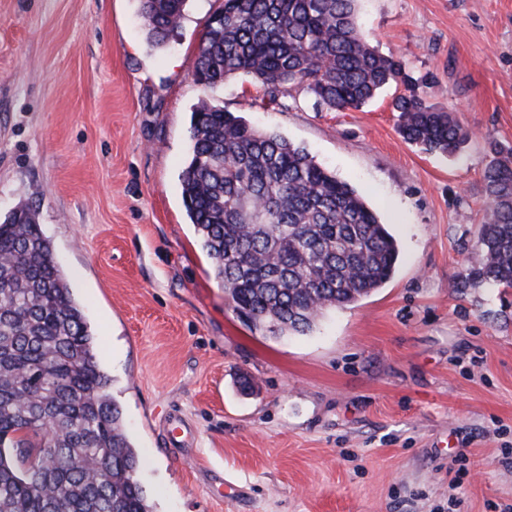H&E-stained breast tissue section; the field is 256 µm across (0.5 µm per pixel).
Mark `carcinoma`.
<instances>
[{
    "label": "carcinoma",
    "mask_w": 512,
    "mask_h": 512,
    "mask_svg": "<svg viewBox=\"0 0 512 512\" xmlns=\"http://www.w3.org/2000/svg\"><path fill=\"white\" fill-rule=\"evenodd\" d=\"M148 42L163 45L190 0H139ZM358 0H224L194 60L214 88L243 76L267 107L304 93L330 112L358 109L393 85L398 129L451 155L468 133L417 92L403 61L363 33ZM181 173L188 218L233 310L274 336L305 335L331 308L388 282L396 238L346 181L303 148L203 101ZM483 168L485 204L459 288H512V149ZM82 308L35 213L0 222V512H154L140 458Z\"/></svg>",
    "instance_id": "cac0c4a2"
}]
</instances>
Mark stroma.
Returning <instances> with one entry per match:
<instances>
[{
    "mask_svg": "<svg viewBox=\"0 0 512 512\" xmlns=\"http://www.w3.org/2000/svg\"><path fill=\"white\" fill-rule=\"evenodd\" d=\"M218 6L191 0L157 48L138 0H0V219L30 208L50 240L155 512H512V288L456 285L512 147V0H359L468 131L450 156L404 141L392 87L344 112L204 88ZM204 100L349 182L399 242L392 278L305 335L240 319L181 194Z\"/></svg>",
    "mask_w": 512,
    "mask_h": 512,
    "instance_id": "obj_1",
    "label": "stroma"
}]
</instances>
